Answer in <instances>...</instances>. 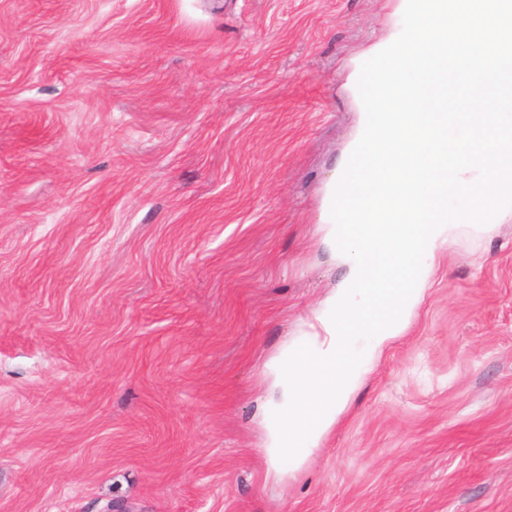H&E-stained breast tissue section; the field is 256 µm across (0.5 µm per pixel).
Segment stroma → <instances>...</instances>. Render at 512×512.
<instances>
[{"instance_id":"stroma-1","label":"stroma","mask_w":512,"mask_h":512,"mask_svg":"<svg viewBox=\"0 0 512 512\" xmlns=\"http://www.w3.org/2000/svg\"><path fill=\"white\" fill-rule=\"evenodd\" d=\"M397 0H0V512H512V222L273 476L330 295L351 61Z\"/></svg>"}]
</instances>
